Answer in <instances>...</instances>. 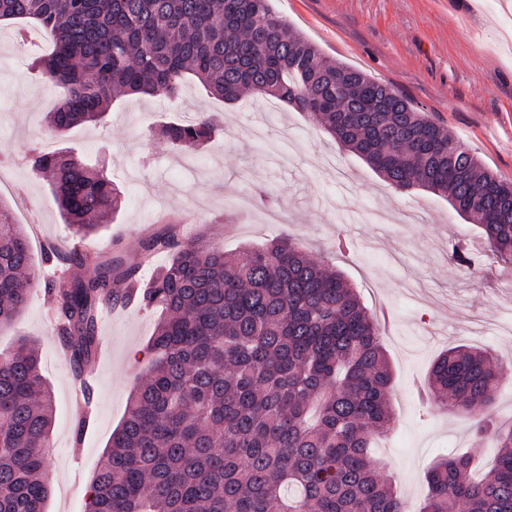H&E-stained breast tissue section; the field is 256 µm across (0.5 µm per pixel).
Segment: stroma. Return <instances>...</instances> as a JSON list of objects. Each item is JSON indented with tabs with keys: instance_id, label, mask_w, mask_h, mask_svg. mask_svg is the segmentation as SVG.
Listing matches in <instances>:
<instances>
[{
	"instance_id": "obj_1",
	"label": "stroma",
	"mask_w": 512,
	"mask_h": 512,
	"mask_svg": "<svg viewBox=\"0 0 512 512\" xmlns=\"http://www.w3.org/2000/svg\"><path fill=\"white\" fill-rule=\"evenodd\" d=\"M295 30L332 61L387 84L475 153L487 170L512 180V0H274ZM14 26L0 24V201L30 233L34 257L48 244L62 251L109 252L121 240L128 262L157 227L162 213L183 219L186 238L232 251L244 243L289 234L342 271L373 311L388 309L383 344L395 383L397 424L374 450L377 472L417 512L438 455L463 450L487 470L497 454L492 439H475L465 417L421 402L417 390L434 359L468 344L497 356L507 373L493 417L512 421V263L483 258L476 271L448 259V245L475 239L478 227L446 198L390 185L345 149L309 115L273 97L234 101L187 85L178 101L165 95L116 100L105 120L60 136L46 123L44 100L61 87L32 67L49 41L35 30L25 45ZM205 112L221 130L195 154L162 139L158 126ZM73 147L103 164L120 189L121 209L101 231L73 235L35 174L29 150ZM272 197L260 204L257 192ZM204 202L195 210L194 202ZM351 246L337 252V236ZM158 314L135 304L103 315L99 335L110 344L93 372L97 412L85 430L82 460L71 454L76 420L70 371L58 352L54 305L43 285L29 291L15 323L0 327V349L20 337L35 341L50 384L55 421L49 436L52 482L46 512H87L99 458L126 411L132 390L149 376L148 350Z\"/></svg>"
}]
</instances>
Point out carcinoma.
I'll return each instance as SVG.
<instances>
[{
    "label": "carcinoma",
    "instance_id": "obj_1",
    "mask_svg": "<svg viewBox=\"0 0 512 512\" xmlns=\"http://www.w3.org/2000/svg\"><path fill=\"white\" fill-rule=\"evenodd\" d=\"M13 20L18 40L31 25L51 42L33 68L64 89L47 113L58 135L100 121L118 93L177 100L193 81L225 101L272 96L319 118L390 185L448 195L486 249L512 259V183L388 85L322 57L270 0H0V22ZM215 132L200 114L158 134L193 151ZM28 162L52 177L76 236L120 210L104 169L59 150ZM157 256L166 261L138 286L120 253H43L67 270L47 292L77 379L104 305L161 310L150 375L101 456L88 512H403L371 456L372 439L396 422L392 370L378 320L348 280L288 237L226 253L183 239L173 218L140 242L139 259ZM449 258L462 269L475 261L461 242ZM37 271L0 203V325L21 311ZM501 377L498 360L467 344L435 360L422 399L471 419L498 452L478 480L467 455L436 463L420 512H512V425L492 417ZM54 417L35 344L0 352V512H46Z\"/></svg>",
    "mask_w": 512,
    "mask_h": 512
}]
</instances>
